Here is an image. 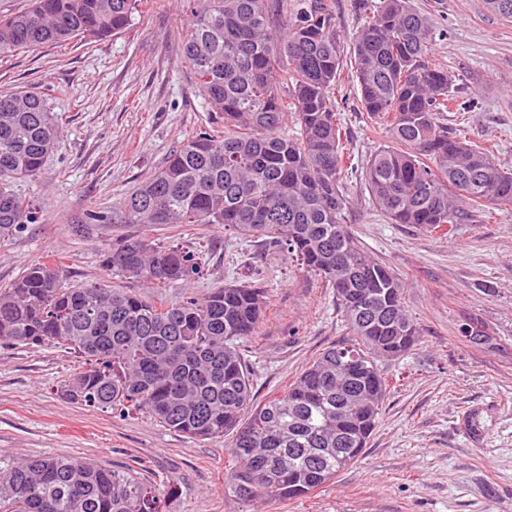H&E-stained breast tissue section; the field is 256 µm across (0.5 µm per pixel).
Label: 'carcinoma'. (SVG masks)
<instances>
[{"mask_svg":"<svg viewBox=\"0 0 512 512\" xmlns=\"http://www.w3.org/2000/svg\"><path fill=\"white\" fill-rule=\"evenodd\" d=\"M141 0H34L0 16V55L19 47L103 39L127 31ZM350 37L363 111L388 119L392 145L363 173L394 224L439 229L472 209L512 203V170L439 122L453 76L428 60L433 27L408 0H357ZM181 58L224 119L187 139L111 212L87 224H222L283 248L327 279L354 341L326 349L282 394L256 402L240 343L256 335L267 300L255 286L157 304L103 281L70 286L59 263L25 270L0 291V342L51 345L83 360L56 387L70 403L145 414L191 438L232 436L224 486L241 501L305 496L356 463L375 430L388 381L419 329L402 280L344 224L348 165L337 122L341 41L328 0H189ZM293 21L284 23V18ZM49 94H0V237L36 222L14 184L36 177L60 134ZM298 131L282 132L288 119ZM114 274L150 285L191 281L193 255L144 237L114 245ZM346 347L355 367L336 359ZM0 512H165L153 486L93 461L39 457L0 465Z\"/></svg>","mask_w":512,"mask_h":512,"instance_id":"carcinoma-1","label":"carcinoma"}]
</instances>
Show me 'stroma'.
<instances>
[{"label": "stroma", "instance_id": "stroma-1", "mask_svg": "<svg viewBox=\"0 0 512 512\" xmlns=\"http://www.w3.org/2000/svg\"><path fill=\"white\" fill-rule=\"evenodd\" d=\"M436 35L429 59L455 79L461 111L441 120L467 140L494 147L512 170V19L485 0H409ZM187 0H143L127 32L19 48L0 56V94L50 93L61 133L41 172L18 184L38 220L0 237V289L48 256L68 284L107 279L149 300L176 302L234 281L263 288L269 308L242 344L256 401L282 393L350 331L324 278L281 249L220 224H87L122 205L170 153L205 128H223L181 60ZM343 145L354 165L343 186L346 222L361 246L403 281L416 346L378 368L390 382L379 421L358 462L316 491L244 503L224 489L231 438L194 439L138 415L122 417L62 400L57 384L80 358L51 346L0 344V460H94L153 483L167 512H512V204L469 212L451 233L392 223L374 204L361 169L390 145L366 118L357 81L344 67ZM148 237L194 254L200 278L154 288L107 274L112 245ZM487 341L472 343L465 323ZM483 434L470 441L469 427Z\"/></svg>", "mask_w": 512, "mask_h": 512}]
</instances>
